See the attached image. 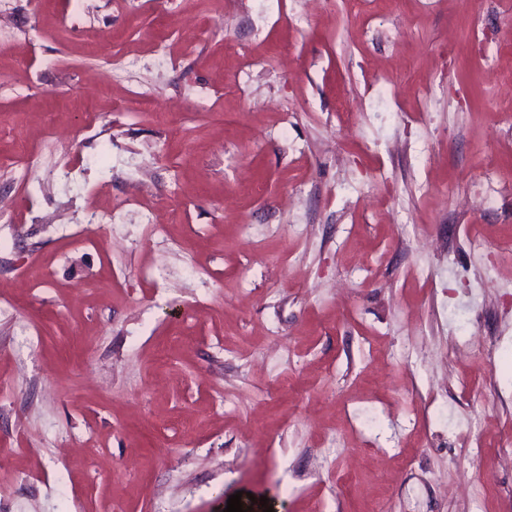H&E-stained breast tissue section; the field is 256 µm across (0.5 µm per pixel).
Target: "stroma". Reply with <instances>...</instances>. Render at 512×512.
<instances>
[{
	"label": "stroma",
	"instance_id": "stroma-1",
	"mask_svg": "<svg viewBox=\"0 0 512 512\" xmlns=\"http://www.w3.org/2000/svg\"><path fill=\"white\" fill-rule=\"evenodd\" d=\"M69 9L11 0L0 48V191L33 164L0 223V512H224L239 491L251 512H512V282L482 288L512 239V100L470 46L483 27L512 67V0ZM91 201L120 224L87 223ZM480 331L491 355L449 362ZM492 377L484 409L455 387Z\"/></svg>",
	"mask_w": 512,
	"mask_h": 512
}]
</instances>
